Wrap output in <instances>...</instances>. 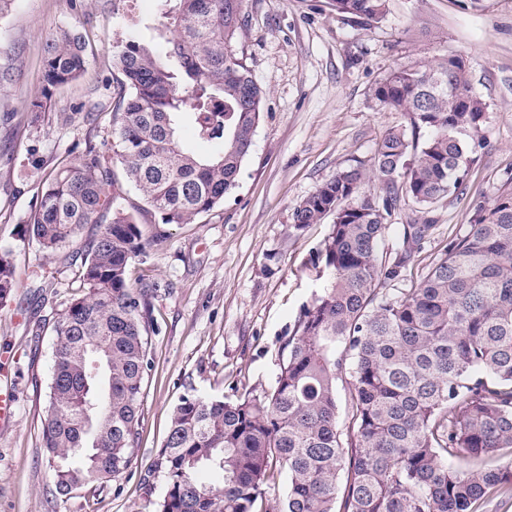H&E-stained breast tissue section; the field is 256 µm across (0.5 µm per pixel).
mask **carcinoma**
I'll use <instances>...</instances> for the list:
<instances>
[{
    "label": "carcinoma",
    "mask_w": 512,
    "mask_h": 512,
    "mask_svg": "<svg viewBox=\"0 0 512 512\" xmlns=\"http://www.w3.org/2000/svg\"><path fill=\"white\" fill-rule=\"evenodd\" d=\"M166 23L152 49L137 28L112 58L121 74L111 118V161L92 140L42 181L24 238L54 253L86 224L100 227L78 264L83 294L53 325L43 454L56 492L102 486L130 465L157 285L134 284L145 239L120 179L135 185L162 224H190L238 185L264 114L265 93L236 44L242 0H158ZM337 14L381 22L387 0H329ZM86 35L57 32L44 47L43 101L87 68ZM372 96L409 117L377 145L371 169L344 168L293 213L302 232L333 217L310 259L322 292L304 305L279 347L273 385L234 399L185 396L173 408L149 474L163 493L149 512H271L274 466L288 489L277 512H487L512 503V194L479 206L464 233L412 288L399 279L430 237L428 210L457 192L479 159L487 104L473 95L460 56L398 68ZM223 144L195 155L180 136ZM375 176L378 195L361 186ZM410 202L421 223L402 225L395 255L381 251L387 220ZM17 288L13 249L0 245V305ZM348 386L347 431L337 384ZM508 462H502L504 457ZM203 467L222 481L202 484Z\"/></svg>",
    "instance_id": "obj_1"
}]
</instances>
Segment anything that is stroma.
<instances>
[{"label": "stroma", "mask_w": 512, "mask_h": 512, "mask_svg": "<svg viewBox=\"0 0 512 512\" xmlns=\"http://www.w3.org/2000/svg\"><path fill=\"white\" fill-rule=\"evenodd\" d=\"M119 16L138 22L148 41L163 22L158 0H12L0 14V245L13 248L22 283L0 307V387L17 394L14 422L0 429V512H141L162 492L147 470L181 397L233 398L273 384L281 340L319 289L304 263L332 224L297 233L292 213L337 171L369 165L386 132L406 124L371 95L392 70L462 56L488 106L480 160L459 196L433 206L434 233L400 287L419 281L477 206L512 192V0H389L386 18L371 26L344 20L328 0H243L238 50L266 93L251 152L222 204L194 223L166 225V245L132 264V279L158 285L137 446L129 468L104 487L58 496L40 442L52 327L75 294L69 253L98 227L86 225L69 249L48 256L24 240L23 222L41 179L74 160L78 143L111 151ZM71 25L86 34L87 70L57 89L30 126L45 42ZM64 112L74 122L62 123ZM81 112L99 113L98 127L78 120ZM43 269L54 276L38 289L34 274Z\"/></svg>", "instance_id": "35a3bbf8"}]
</instances>
